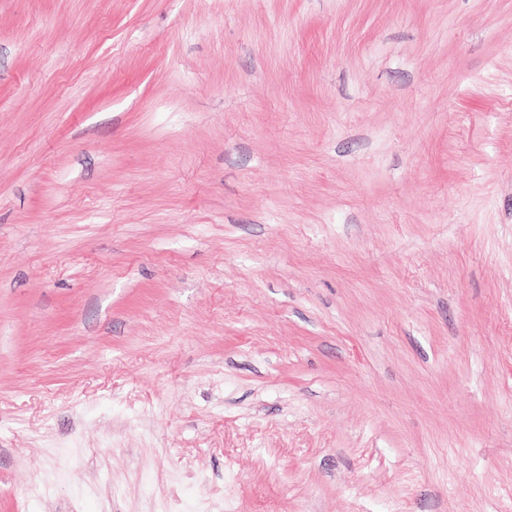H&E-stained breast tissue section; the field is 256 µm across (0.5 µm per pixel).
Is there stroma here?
<instances>
[{"label":"stroma","instance_id":"35a3bbf8","mask_svg":"<svg viewBox=\"0 0 512 512\" xmlns=\"http://www.w3.org/2000/svg\"><path fill=\"white\" fill-rule=\"evenodd\" d=\"M512 512V0H0V512Z\"/></svg>","mask_w":512,"mask_h":512}]
</instances>
